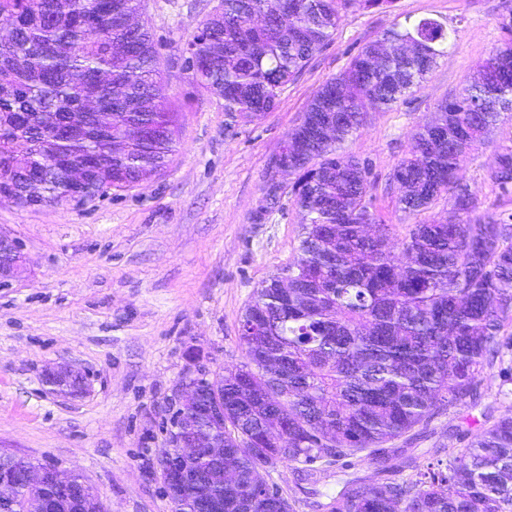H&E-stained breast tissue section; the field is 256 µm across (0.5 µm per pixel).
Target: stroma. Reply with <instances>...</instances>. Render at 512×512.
Instances as JSON below:
<instances>
[{"label": "stroma", "instance_id": "stroma-1", "mask_svg": "<svg viewBox=\"0 0 512 512\" xmlns=\"http://www.w3.org/2000/svg\"><path fill=\"white\" fill-rule=\"evenodd\" d=\"M219 0H145L163 73L165 102L180 145L160 174L115 189L90 204L22 209L0 201V231L21 241L26 272L0 288V451L61 470H78L108 512H173L151 463L170 429L175 392L199 373L227 372L245 361L238 330L263 281L292 259L301 212L291 178L272 166L309 101L367 44L394 24L433 19L451 39L426 79L390 109L372 111L342 150L371 169L369 199L381 223L404 236L418 219L454 213L440 197L421 216L404 213L389 182L407 157L415 127L459 97L492 50L512 41L501 27L512 0H393L390 7L344 12L331 39L283 86L272 112L249 122L224 110L185 66L188 43ZM512 145V112L476 142L461 176L482 213L505 218L512 196L491 177L490 155ZM282 180L277 203L269 184ZM68 363L93 378L83 394L62 396L43 382L45 368ZM512 415V395L489 371L477 404L417 427L411 444L388 449L408 457L447 458L457 435L479 431L484 411ZM380 478L366 457L304 480L288 465L268 473L294 512H318L347 483Z\"/></svg>", "mask_w": 512, "mask_h": 512}]
</instances>
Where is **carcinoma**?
Segmentation results:
<instances>
[{
    "mask_svg": "<svg viewBox=\"0 0 512 512\" xmlns=\"http://www.w3.org/2000/svg\"><path fill=\"white\" fill-rule=\"evenodd\" d=\"M220 0L189 43L196 82L248 121L272 111L280 89L333 37L341 11L384 8L391 0ZM141 0H0V187L41 185L58 205L68 167L85 161L107 173L104 187H131L162 171L178 148L173 114L148 28L121 20ZM264 16L251 27L248 18ZM393 55L374 69L369 44L323 84L288 133L283 161L304 224L283 272L256 289L242 315L246 363L224 378V425L199 419L196 433L224 441V486L193 479L165 487L181 512L200 493L224 512H281L261 489L262 474L288 464L306 477L384 445L436 414L465 406L495 368L512 385V215L472 218L477 197L458 176L468 151L512 108V44L492 52L502 68L477 73L462 97L438 108L411 136L410 155L391 173L398 204L423 212L441 194L455 223L411 224L390 250L393 225L371 210L368 164L341 151L367 112L389 109L432 70L448 41L445 26L422 19L382 35ZM412 41L408 55L399 45ZM127 100L112 98L115 84ZM333 134L317 138L320 126ZM149 131L146 137L132 130ZM491 176L512 194V146L498 148ZM480 432L437 464L412 463L406 479L351 487L325 512H512V416H486ZM25 459L0 460V507L30 512L50 489L32 490Z\"/></svg>",
    "mask_w": 512,
    "mask_h": 512,
    "instance_id": "carcinoma-1",
    "label": "carcinoma"
}]
</instances>
